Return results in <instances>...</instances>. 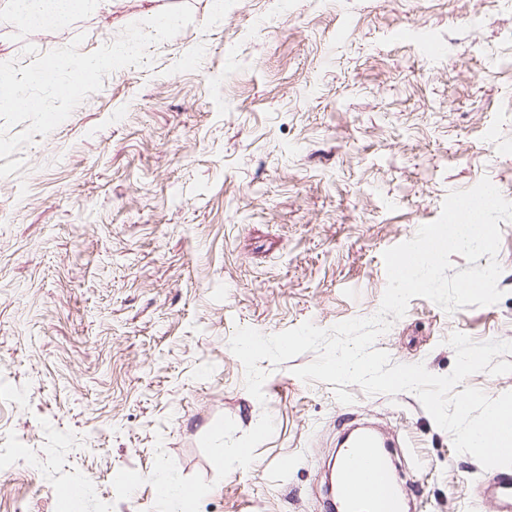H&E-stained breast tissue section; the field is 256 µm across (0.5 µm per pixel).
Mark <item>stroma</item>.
<instances>
[{
	"instance_id": "1",
	"label": "stroma",
	"mask_w": 512,
	"mask_h": 512,
	"mask_svg": "<svg viewBox=\"0 0 512 512\" xmlns=\"http://www.w3.org/2000/svg\"><path fill=\"white\" fill-rule=\"evenodd\" d=\"M193 22L0 158V512H322L345 417L395 430L413 512H491L492 478L411 392L272 366L264 401L229 348L377 314L382 254L489 179L512 200V0H188ZM181 0H107L28 41L80 52ZM497 304L411 299L376 341L452 371L455 332L512 341V222ZM223 466H216V456ZM142 476L130 484L129 473ZM157 499L162 512H184L193 493L175 477L168 476L157 480Z\"/></svg>"
}]
</instances>
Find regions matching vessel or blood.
<instances>
[{"label": "vessel or blood", "instance_id": "obj_1", "mask_svg": "<svg viewBox=\"0 0 512 512\" xmlns=\"http://www.w3.org/2000/svg\"><path fill=\"white\" fill-rule=\"evenodd\" d=\"M390 440L367 425L350 424L325 488L324 512H406L409 492L394 476ZM492 512H512V472H501L482 488Z\"/></svg>", "mask_w": 512, "mask_h": 512}]
</instances>
